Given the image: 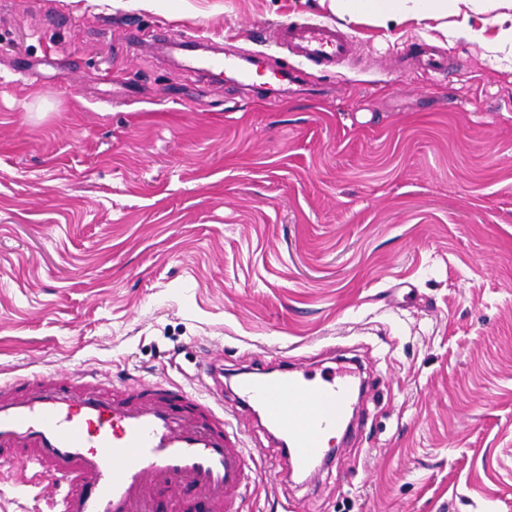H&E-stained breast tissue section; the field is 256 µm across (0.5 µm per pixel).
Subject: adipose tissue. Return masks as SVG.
Listing matches in <instances>:
<instances>
[{"label":"adipose tissue","instance_id":"adipose-tissue-1","mask_svg":"<svg viewBox=\"0 0 512 512\" xmlns=\"http://www.w3.org/2000/svg\"><path fill=\"white\" fill-rule=\"evenodd\" d=\"M339 17H365L379 27H389L407 19H423L432 14L454 15L467 0H330Z\"/></svg>","mask_w":512,"mask_h":512}]
</instances>
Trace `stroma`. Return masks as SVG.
<instances>
[{"mask_svg": "<svg viewBox=\"0 0 512 512\" xmlns=\"http://www.w3.org/2000/svg\"><path fill=\"white\" fill-rule=\"evenodd\" d=\"M473 0L389 28L324 0H0V379L116 383L358 358L333 464L292 472L261 412L239 512H512V55ZM322 21L327 71L265 38ZM295 67L279 102L154 45ZM446 75L409 68L422 45ZM53 489L0 471V512ZM469 40H477L488 44L489 51L493 53L510 50L512 52V14L500 16V29L493 39H487L483 30L468 29L460 34Z\"/></svg>", "mask_w": 512, "mask_h": 512, "instance_id": "obj_1", "label": "stroma"}]
</instances>
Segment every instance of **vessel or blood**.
Masks as SVG:
<instances>
[{
	"instance_id": "b4317fda",
	"label": "vessel or blood",
	"mask_w": 512,
	"mask_h": 512,
	"mask_svg": "<svg viewBox=\"0 0 512 512\" xmlns=\"http://www.w3.org/2000/svg\"><path fill=\"white\" fill-rule=\"evenodd\" d=\"M269 38L327 70L351 50L336 27L317 22H283ZM186 64L230 73L266 95L293 79L276 72L255 83L251 68L230 56L196 55ZM416 65L435 75L447 70L448 58L425 47ZM196 378L205 390L172 382L105 383L78 366L1 381L0 467L20 465L55 488L50 512H182L188 493L210 512H237L235 494L255 456L245 443L241 411L261 405L268 426L283 437L282 457L309 476L332 455L331 438L361 389L355 372L316 376L292 366L272 378L241 380L228 404L223 361H200Z\"/></svg>"
}]
</instances>
